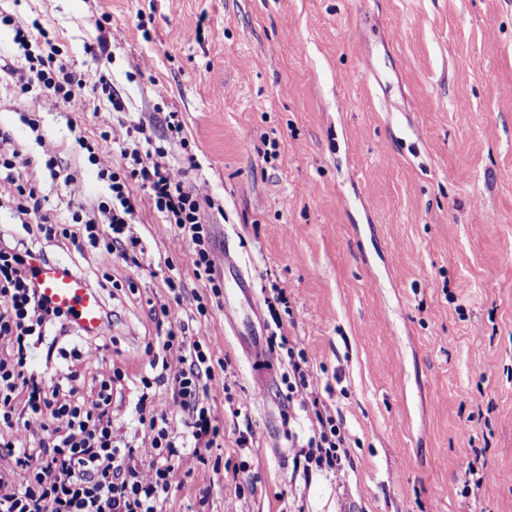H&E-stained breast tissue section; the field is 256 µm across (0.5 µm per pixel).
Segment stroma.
Here are the masks:
<instances>
[{
	"mask_svg": "<svg viewBox=\"0 0 512 512\" xmlns=\"http://www.w3.org/2000/svg\"><path fill=\"white\" fill-rule=\"evenodd\" d=\"M36 19L69 69L109 81L82 111L15 92V32ZM171 111L184 142L166 139ZM129 115L222 207L215 252H231L253 303L285 288L286 333L350 436L337 476L298 463L310 421L283 366H254L210 306L193 333L226 358L234 401L214 391L223 444L167 512H512V0H0V131L56 222L107 196L100 168L124 160L102 134ZM50 158L74 183L50 179ZM128 188L138 265L53 249L119 289L89 375L146 368L160 260L201 288L188 246ZM475 448L487 478L473 497L460 462Z\"/></svg>",
	"mask_w": 512,
	"mask_h": 512,
	"instance_id": "stroma-1",
	"label": "stroma"
}]
</instances>
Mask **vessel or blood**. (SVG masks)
<instances>
[{"label":"vessel or blood","mask_w":512,"mask_h":512,"mask_svg":"<svg viewBox=\"0 0 512 512\" xmlns=\"http://www.w3.org/2000/svg\"><path fill=\"white\" fill-rule=\"evenodd\" d=\"M224 268L232 280L231 293L237 299L236 304L225 305L224 320L243 341L250 359H263L266 351L258 332L256 316L252 313H241L239 309L240 304L249 299L247 282L232 257H225ZM36 269V282L46 297L60 308L72 311L80 328L88 334H106L104 304L97 290L63 265L40 263Z\"/></svg>","instance_id":"1"}]
</instances>
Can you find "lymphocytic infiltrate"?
Wrapping results in <instances>:
<instances>
[{"mask_svg":"<svg viewBox=\"0 0 512 512\" xmlns=\"http://www.w3.org/2000/svg\"><path fill=\"white\" fill-rule=\"evenodd\" d=\"M48 37L37 21L17 30L15 42L27 63L19 89L34 99L53 92L71 111H81L85 80L35 50ZM111 137L125 167L110 172L108 200L89 210L75 207L67 224L44 216L46 197L21 178L28 164L23 153L0 152V182L14 186L17 215L38 219L22 231L0 233V512H163L178 475H191L220 434L211 398L213 387L225 382L216 371L224 360L213 343L190 336L191 322L207 316L208 308L197 293L194 312L183 314L186 284L173 261H166L164 279L173 299L158 309L168 330L147 343L151 371L134 386L137 436L112 415L113 384L123 373L88 383L78 369L86 344L105 352L111 337L86 334L72 312L52 305L35 282L34 255L53 262L48 246L63 240L78 252L97 249L105 265L115 259L138 264L141 238L128 190L129 181L137 180L169 232L188 245L194 277L220 295L204 220L209 194L186 185L143 122L121 123ZM268 357L287 360L289 396H307L316 407L305 460L328 472L341 470L349 437L342 419L319 407L306 348L284 335ZM161 388L170 393L163 401L157 397ZM177 417L185 431L173 429Z\"/></svg>","mask_w":512,"mask_h":512,"instance_id":"1","label":"lymphocytic infiltrate"}]
</instances>
